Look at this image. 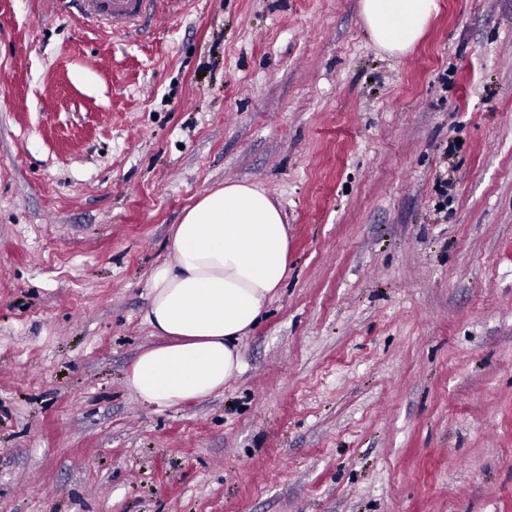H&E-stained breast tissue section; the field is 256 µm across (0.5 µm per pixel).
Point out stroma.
Instances as JSON below:
<instances>
[{"instance_id": "35a3bbf8", "label": "stroma", "mask_w": 512, "mask_h": 512, "mask_svg": "<svg viewBox=\"0 0 512 512\" xmlns=\"http://www.w3.org/2000/svg\"><path fill=\"white\" fill-rule=\"evenodd\" d=\"M437 3L393 55L360 0H0V512H512V0ZM229 179L288 275L223 391L145 403L151 270ZM87 27H107L126 34L155 16L154 0H55ZM74 11L77 12L74 13ZM106 24V26H105Z\"/></svg>"}]
</instances>
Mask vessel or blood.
Listing matches in <instances>:
<instances>
[{
    "label": "vessel or blood",
    "instance_id": "1",
    "mask_svg": "<svg viewBox=\"0 0 512 512\" xmlns=\"http://www.w3.org/2000/svg\"><path fill=\"white\" fill-rule=\"evenodd\" d=\"M88 27L109 26L126 34L155 16V0H57Z\"/></svg>",
    "mask_w": 512,
    "mask_h": 512
}]
</instances>
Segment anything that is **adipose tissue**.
I'll list each match as a JSON object with an SVG mask.
<instances>
[{"mask_svg":"<svg viewBox=\"0 0 512 512\" xmlns=\"http://www.w3.org/2000/svg\"><path fill=\"white\" fill-rule=\"evenodd\" d=\"M436 9V0H361L374 43L400 54ZM288 251L280 209L254 186L228 181L188 208L150 274L145 321L158 342L130 365L132 391L160 407L222 391L242 368L240 339L287 277Z\"/></svg>","mask_w":512,"mask_h":512,"instance_id":"adipose-tissue-1","label":"adipose tissue"}]
</instances>
